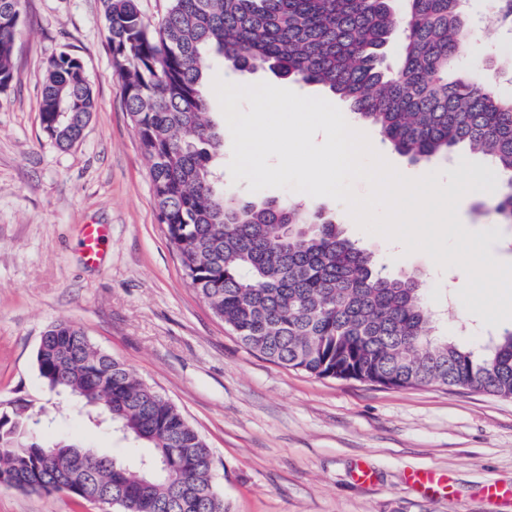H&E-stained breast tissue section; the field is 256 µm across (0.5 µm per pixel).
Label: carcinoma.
I'll list each match as a JSON object with an SVG mask.
<instances>
[{
  "mask_svg": "<svg viewBox=\"0 0 512 512\" xmlns=\"http://www.w3.org/2000/svg\"><path fill=\"white\" fill-rule=\"evenodd\" d=\"M23 0H0V94L13 79ZM122 101L148 162L159 223L192 288L249 350L316 377L387 387L440 385L512 398V329L482 355L435 334L426 284L378 267L333 215L299 202L224 192V128L208 112V59L242 72L317 85L413 162L465 144L501 179L493 215L512 223V99L493 76L458 72L473 50L464 0H169L151 23L138 0H103ZM401 37L400 63L383 48ZM96 106L90 78L67 52L47 64L40 101L46 136L77 143ZM35 363L51 390L149 448L131 463L84 469L77 444L42 438L23 400L0 407V488L107 494L120 512H224L210 448L182 412L68 321L48 327Z\"/></svg>",
  "mask_w": 512,
  "mask_h": 512,
  "instance_id": "1",
  "label": "carcinoma"
}]
</instances>
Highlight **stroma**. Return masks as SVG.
Instances as JSON below:
<instances>
[{"instance_id": "1", "label": "stroma", "mask_w": 512, "mask_h": 512, "mask_svg": "<svg viewBox=\"0 0 512 512\" xmlns=\"http://www.w3.org/2000/svg\"><path fill=\"white\" fill-rule=\"evenodd\" d=\"M470 18L496 30L476 41L474 61L500 74L512 97V34L485 0H469ZM77 57L95 97L82 139L58 148L40 126L47 62ZM13 80L0 95V402L24 398L45 410L52 438L84 442L108 456H131L133 443L111 425L80 413L42 382L35 354L46 328L67 320L184 414L211 448L224 512H512V498L490 504L484 488L512 485V399L437 385L392 388L319 378L249 351L189 284L167 228L159 224L138 137L112 72L101 0H24L12 55ZM372 146L413 178L450 159L411 162L361 125ZM491 196L470 193L458 214L491 234L489 251L512 262V224L483 215ZM316 206L376 255L390 274L421 277L439 327L480 347L503 325L468 324L458 298L463 270L436 267L426 254L392 255L383 237L362 231L328 197ZM104 224L103 261L82 257L77 227ZM366 464L369 484L353 472ZM413 469L445 473L448 488L429 497L406 482ZM0 512H100L64 493L0 490Z\"/></svg>"}]
</instances>
